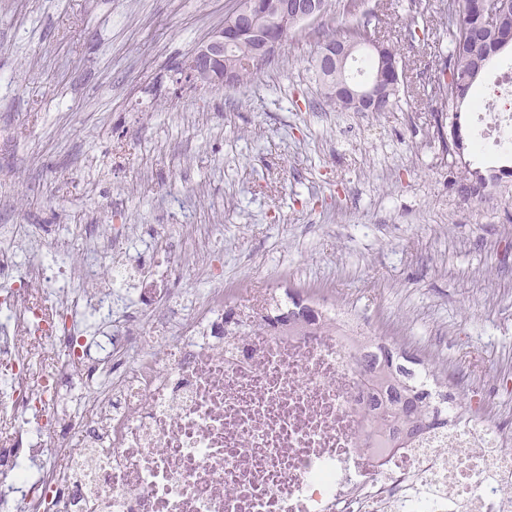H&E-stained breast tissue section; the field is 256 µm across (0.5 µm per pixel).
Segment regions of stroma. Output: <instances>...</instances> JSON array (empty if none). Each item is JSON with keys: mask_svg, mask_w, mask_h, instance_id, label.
Returning <instances> with one entry per match:
<instances>
[{"mask_svg": "<svg viewBox=\"0 0 512 512\" xmlns=\"http://www.w3.org/2000/svg\"><path fill=\"white\" fill-rule=\"evenodd\" d=\"M237 0H0V225L46 250L75 225L99 240L96 287L117 264L171 266L190 297L223 281L327 295L440 372L471 412L512 409V177L487 201L449 182L433 77L448 0H328L254 77L193 85L177 69ZM370 21L400 54L387 112L342 111L314 64ZM131 277L94 338L182 319L139 305Z\"/></svg>", "mask_w": 512, "mask_h": 512, "instance_id": "stroma-1", "label": "stroma"}]
</instances>
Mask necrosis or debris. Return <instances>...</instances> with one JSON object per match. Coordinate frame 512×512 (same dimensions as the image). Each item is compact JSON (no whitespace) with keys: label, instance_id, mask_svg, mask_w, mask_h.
Segmentation results:
<instances>
[{"label":"necrosis or debris","instance_id":"4bbe7bcc","mask_svg":"<svg viewBox=\"0 0 512 512\" xmlns=\"http://www.w3.org/2000/svg\"><path fill=\"white\" fill-rule=\"evenodd\" d=\"M503 72L476 109L481 137L507 144ZM55 244L0 298V512H512V414H452L400 448L364 447L372 392L322 304L321 328L288 336V305L223 287L178 329L143 323L89 345L78 316L109 315L97 268L57 288Z\"/></svg>","mask_w":512,"mask_h":512}]
</instances>
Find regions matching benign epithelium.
Here are the masks:
<instances>
[{"instance_id":"1","label":"benign epithelium","mask_w":512,"mask_h":512,"mask_svg":"<svg viewBox=\"0 0 512 512\" xmlns=\"http://www.w3.org/2000/svg\"><path fill=\"white\" fill-rule=\"evenodd\" d=\"M322 9V0H238L224 26L213 31L180 70L200 86L234 83L238 67L226 66L224 59L235 46L248 45V62L256 65L275 52L295 25L320 18ZM501 10L502 0H483L488 25L497 24ZM359 48V44L330 43L321 51L319 64L334 72Z\"/></svg>"}]
</instances>
